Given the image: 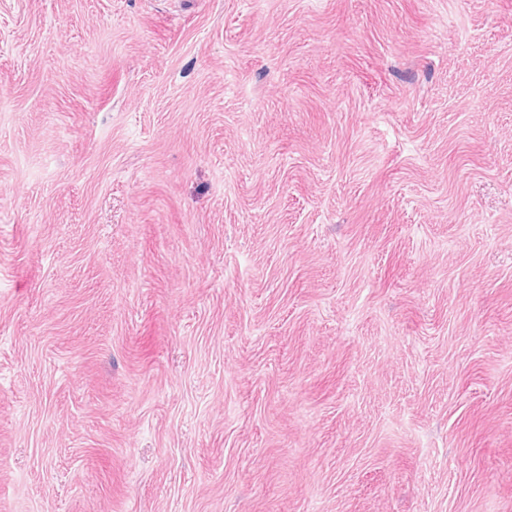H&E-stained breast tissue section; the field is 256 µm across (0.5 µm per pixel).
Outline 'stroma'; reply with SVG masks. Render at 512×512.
I'll return each instance as SVG.
<instances>
[{"instance_id": "stroma-1", "label": "stroma", "mask_w": 512, "mask_h": 512, "mask_svg": "<svg viewBox=\"0 0 512 512\" xmlns=\"http://www.w3.org/2000/svg\"><path fill=\"white\" fill-rule=\"evenodd\" d=\"M0 512H512V0H0Z\"/></svg>"}]
</instances>
